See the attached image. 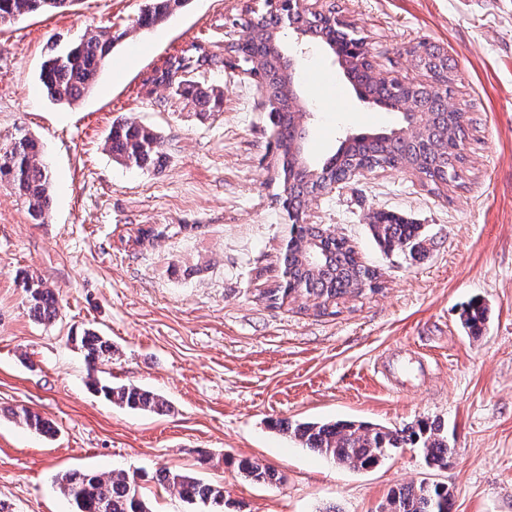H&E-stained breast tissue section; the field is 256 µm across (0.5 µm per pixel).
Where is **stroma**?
Instances as JSON below:
<instances>
[{"label":"stroma","mask_w":512,"mask_h":512,"mask_svg":"<svg viewBox=\"0 0 512 512\" xmlns=\"http://www.w3.org/2000/svg\"><path fill=\"white\" fill-rule=\"evenodd\" d=\"M244 0H188L166 21L129 34L73 105L39 81L54 47L126 28L144 0H73L0 27V143L25 133L51 170L53 205L38 224L0 184V512H74L55 478L71 469L144 474L153 512H201L165 489L157 470L187 471L224 488V512H379L389 490L447 486L453 512H512V0H317L365 37L375 65L418 80L409 48L443 45L454 97L471 117L461 184L440 190L394 169L337 186L306 208L310 223L346 237L381 272V287L315 316L300 296L255 299L280 275L288 214L266 164L274 138L264 98L243 73L200 76L223 106L200 111L152 70L192 41L239 37ZM318 161L349 136L399 127V112L367 106L333 54L310 46L297 75ZM155 129L164 145L147 171L104 148L113 120ZM423 225L414 260L385 257L371 216ZM155 234L141 239L142 229ZM42 279L58 299L49 324L30 316L16 276ZM484 300L482 335L460 315ZM91 329L115 350L98 376L161 395L164 412H136L95 394L74 338ZM28 407L58 429L21 424ZM364 420L388 427L438 421L455 448L447 469L406 448L353 470L309 451L278 422ZM275 468L279 487L236 462Z\"/></svg>","instance_id":"1"}]
</instances>
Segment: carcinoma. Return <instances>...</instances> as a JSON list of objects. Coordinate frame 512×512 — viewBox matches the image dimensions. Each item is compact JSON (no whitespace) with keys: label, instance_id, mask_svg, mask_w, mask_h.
I'll use <instances>...</instances> for the list:
<instances>
[{"label":"carcinoma","instance_id":"1","mask_svg":"<svg viewBox=\"0 0 512 512\" xmlns=\"http://www.w3.org/2000/svg\"><path fill=\"white\" fill-rule=\"evenodd\" d=\"M63 0H0V25L12 24L38 12L62 7ZM188 0H146L145 8L132 25L120 32L100 30L84 35L80 41L49 55L42 65L40 80L46 96L55 104L71 105L77 102L96 83L102 68L109 62L116 43L136 28L152 27L168 19ZM264 4L255 8L246 3L232 26L242 28L257 19L265 27L276 24L266 18ZM243 47L229 40L215 54L203 43L193 41L170 56L163 67L154 70L149 78L174 90L179 96L192 100L201 109L220 111L223 95L220 91L199 84L194 76L207 67L219 63L228 65L233 58L246 70L251 63ZM262 52L268 60L264 66V79L273 89L269 100V119L273 127L275 152L267 168L274 173L281 194L288 195L292 212L288 237L289 288L275 280L261 294L271 305L282 306L288 291L313 299L317 314H326L336 298L357 297L364 290H374L372 282L378 280L377 270L363 264L349 241L340 236H324L316 224L303 219V201L307 190L324 189L336 174L354 164L369 161L378 168L399 169L418 176L438 190L442 186L460 184L465 163L466 129L471 123L467 112L451 114L441 110L439 96L425 88L413 99L435 113V122L417 139L407 141L390 129L368 133L341 142L332 158L313 163L305 155L304 139H294L292 129L295 118L302 113L289 105L288 74L279 63V55ZM438 61L437 68L447 83L448 94L455 91L454 67L439 52H431ZM352 82L359 84L365 94L377 101L387 100L391 106L399 103L398 95L406 92L390 84L369 86L362 82L354 70H347ZM105 148L119 163L128 168L148 170L160 162L163 154L161 136L151 127L127 120H116L104 141ZM50 170L36 140L26 134L0 144V181L6 182L14 194L23 200L31 217L44 221L51 207ZM371 235L386 255L414 258L427 251L429 239L421 232V225L411 224L399 217L380 213L369 225ZM31 316L40 321H51L58 313L57 299L52 289L27 272L18 276ZM488 319V308L472 301L463 309V328L477 335ZM83 351L89 368L112 357V343L97 332L86 329L75 338ZM91 389L104 399L128 409L159 413L166 401L158 394L137 386H114L97 377H90ZM15 417L27 428L44 436L55 434L54 424L39 413L22 407ZM286 432L298 439L312 452L333 460L336 464L353 468H368L385 456L407 446L422 450L426 464L445 469L455 452L448 441V430L438 422L417 426L390 428L358 420L303 422L288 425ZM238 469L254 482L281 483V476L272 467L256 460L242 458ZM155 479L172 489L191 504H200L207 512H224V488L205 483L195 476L177 470L161 469ZM57 485L64 496L72 501L75 512H151L139 476L125 471L97 473L71 470L57 476ZM387 512H452L451 494L440 484L424 481L397 484L388 493Z\"/></svg>","mask_w":512,"mask_h":512}]
</instances>
